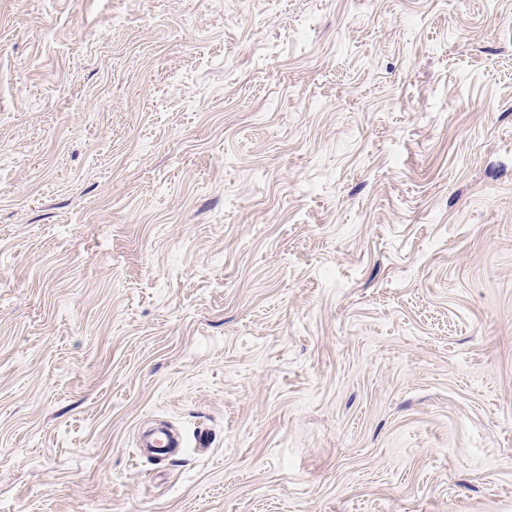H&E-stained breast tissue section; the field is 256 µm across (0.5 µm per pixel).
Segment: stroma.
Wrapping results in <instances>:
<instances>
[{"label":"stroma","mask_w":512,"mask_h":512,"mask_svg":"<svg viewBox=\"0 0 512 512\" xmlns=\"http://www.w3.org/2000/svg\"><path fill=\"white\" fill-rule=\"evenodd\" d=\"M0 512H512V0H0Z\"/></svg>","instance_id":"stroma-1"}]
</instances>
